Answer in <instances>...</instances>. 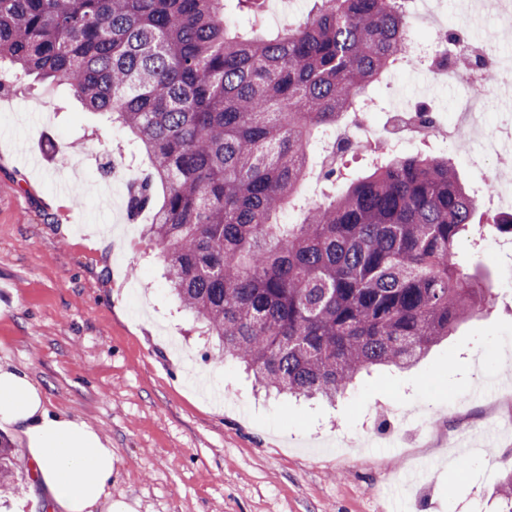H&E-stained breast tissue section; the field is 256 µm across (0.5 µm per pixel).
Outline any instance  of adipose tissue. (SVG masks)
Here are the masks:
<instances>
[{
  "instance_id": "ef3b65f1",
  "label": "adipose tissue",
  "mask_w": 512,
  "mask_h": 512,
  "mask_svg": "<svg viewBox=\"0 0 512 512\" xmlns=\"http://www.w3.org/2000/svg\"><path fill=\"white\" fill-rule=\"evenodd\" d=\"M0 422L20 434L48 512H134L109 492V441L84 421L50 410L28 375L9 364H0Z\"/></svg>"
}]
</instances>
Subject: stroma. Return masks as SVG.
<instances>
[{
    "label": "stroma",
    "instance_id": "stroma-1",
    "mask_svg": "<svg viewBox=\"0 0 512 512\" xmlns=\"http://www.w3.org/2000/svg\"><path fill=\"white\" fill-rule=\"evenodd\" d=\"M444 0L443 31L477 38L489 15ZM373 124L394 94L439 119L456 117V91L419 74L374 85ZM127 133L68 92L0 94V363L25 371L55 412L112 442L113 499L135 512H500L483 459L512 455V433L486 434L459 467L456 431L494 423L474 392L512 391V238L480 202L479 248L459 259L496 302L462 322L410 371L360 374L336 404L265 397L235 360L218 362L163 278V249L128 216L126 185L148 169L129 158ZM414 415L424 436L402 432ZM0 512H45L27 454Z\"/></svg>",
    "mask_w": 512,
    "mask_h": 512
}]
</instances>
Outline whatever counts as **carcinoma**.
Masks as SVG:
<instances>
[{
	"mask_svg": "<svg viewBox=\"0 0 512 512\" xmlns=\"http://www.w3.org/2000/svg\"><path fill=\"white\" fill-rule=\"evenodd\" d=\"M398 0H315L283 30L240 34L225 0H0V91L66 85L150 160L127 184L154 212L166 279L268 391L346 392L406 369L492 289L456 262L477 201L446 157L375 149L369 173L327 132L409 55ZM323 141V201L300 187ZM292 210L298 220L281 223ZM18 455L0 437V487ZM496 493L512 512V465Z\"/></svg>",
	"mask_w": 512,
	"mask_h": 512,
	"instance_id": "carcinoma-1",
	"label": "carcinoma"
}]
</instances>
